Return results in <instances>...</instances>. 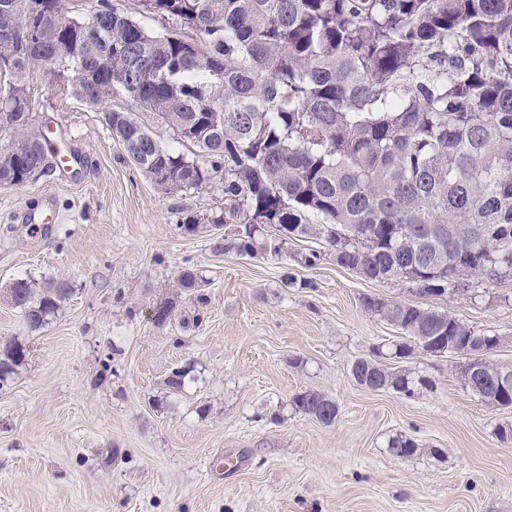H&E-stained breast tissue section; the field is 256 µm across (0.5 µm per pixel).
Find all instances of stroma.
<instances>
[{
  "label": "stroma",
  "instance_id": "stroma-1",
  "mask_svg": "<svg viewBox=\"0 0 512 512\" xmlns=\"http://www.w3.org/2000/svg\"><path fill=\"white\" fill-rule=\"evenodd\" d=\"M72 73L32 71L31 112L81 159L73 171L0 185V348L26 349L0 389V512H512V406L493 408L461 384L454 358L414 353L403 369L431 380L405 395L359 386L352 362L398 339L361 305L365 296L434 307L502 336L512 365V281L482 296L429 297L365 280L332 256L218 253L223 228L186 234L185 212L222 209L220 185L168 193L138 170L106 123L135 112L115 89L107 105L59 101ZM53 215L47 228L33 213ZM186 266L206 279V303L179 290ZM296 286H284L285 275ZM18 278L65 281L70 294L44 328L29 330L6 298ZM174 299L165 326L152 302ZM186 385L173 391L172 369ZM327 394L326 426L292 397ZM403 435L408 457L387 447ZM235 464L226 470L225 461Z\"/></svg>",
  "mask_w": 512,
  "mask_h": 512
}]
</instances>
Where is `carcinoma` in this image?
Here are the masks:
<instances>
[{"instance_id":"cac0c4a2","label":"carcinoma","mask_w":512,"mask_h":512,"mask_svg":"<svg viewBox=\"0 0 512 512\" xmlns=\"http://www.w3.org/2000/svg\"><path fill=\"white\" fill-rule=\"evenodd\" d=\"M0 0V184L21 186L51 165L45 133L33 123L26 77L56 65L66 49L88 84L61 94L99 105L122 78L139 109L193 150L175 152L130 112L106 122L130 161L165 191L224 184V209L187 213L179 228L235 225L214 249L278 255L292 238H317L325 256L361 278L406 283L430 296L465 295L479 283L512 277V0H137L135 12L97 0L83 17L64 0ZM175 21L160 32L135 15ZM155 69L172 73L153 81ZM478 252L479 266L459 254ZM178 286L197 293L204 280L183 268ZM65 281L42 288L14 280L8 296L37 330L69 295ZM364 309L400 328L404 341L351 365L356 383L388 377L411 395L430 381L389 367L416 351L456 354L472 394L512 406L498 384L503 365L474 358L497 348L496 335L434 308L376 297ZM155 325L175 315L170 298L153 303ZM25 359L17 343L0 350V382ZM298 411L331 425L339 407L313 390L292 398ZM398 457L418 445L388 441Z\"/></svg>"}]
</instances>
